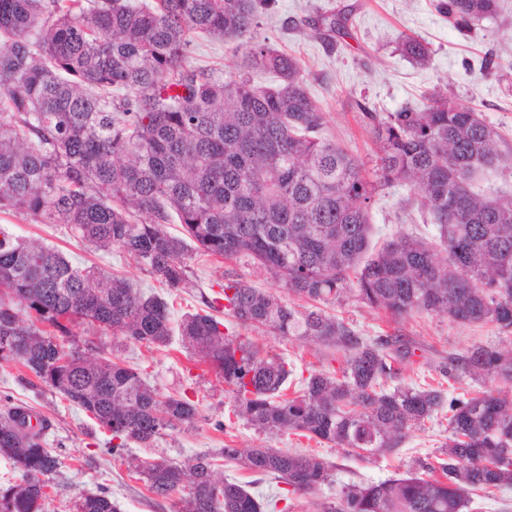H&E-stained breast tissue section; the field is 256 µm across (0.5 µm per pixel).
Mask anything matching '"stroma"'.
I'll use <instances>...</instances> for the list:
<instances>
[{
	"mask_svg": "<svg viewBox=\"0 0 512 512\" xmlns=\"http://www.w3.org/2000/svg\"><path fill=\"white\" fill-rule=\"evenodd\" d=\"M436 4L437 0H271L259 36L298 57L310 94L324 108L325 136L364 162H372L377 152L365 111L396 112L437 90L446 92L458 106L477 109L512 144V71L499 69L500 64L512 60V0H500L498 16L466 34L450 24ZM331 15L344 22V29L328 38L316 33L322 18ZM407 37L424 42L431 58L429 66L417 65L401 54L399 45ZM189 39L190 64L223 74L236 71L241 56L227 49L223 40L197 33ZM370 222L376 246L398 233L427 240L436 234L434 226L423 221L408 189L401 186L386 188L374 197ZM0 225L20 238L56 246L72 262L159 294L167 300L175 320L187 312L205 311L222 274L247 272L242 264L191 251L185 257L188 283L167 288L132 258L116 250H95L73 238L63 225L40 224L22 212L0 213ZM328 312L345 319L369 340L401 336L411 356L402 367L400 383L440 388L449 396L475 387L470 379L454 380L443 373L449 356L475 345L497 344L501 337L491 323H461L436 314L396 318L353 296L329 306ZM223 322L230 332L255 343L263 352L280 356L293 367L296 378L336 371L344 364L343 353L335 349L245 328L228 316ZM71 341L82 347L93 345L113 361L138 368L160 397H189L198 412L154 447L131 441L114 454L110 451L111 433L95 419L15 363L0 361V411L9 403H25L44 411L52 423L46 445L61 466L49 481L42 512H76L82 497L102 491L118 503L120 512H177L174 499L148 492L130 460L163 458L183 464L197 453L227 445L311 453L331 462L328 481L310 495L288 494L286 484L232 461H222L220 466L226 480L248 486L252 493L266 498L285 499V512H320L321 503L337 501L344 486L379 482L405 471L412 462L433 460L448 440V415L444 412L409 432L396 453L372 457L288 432L260 431L234 414L227 386L205 368L194 367L175 346L149 348L108 331L81 326L74 327Z\"/></svg>",
	"mask_w": 512,
	"mask_h": 512,
	"instance_id": "obj_1",
	"label": "stroma"
}]
</instances>
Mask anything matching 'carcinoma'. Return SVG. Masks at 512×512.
Returning <instances> with one entry per match:
<instances>
[{
    "label": "carcinoma",
    "instance_id": "cac0c4a2",
    "mask_svg": "<svg viewBox=\"0 0 512 512\" xmlns=\"http://www.w3.org/2000/svg\"><path fill=\"white\" fill-rule=\"evenodd\" d=\"M266 2L0 0V212L64 224L97 250L134 257L171 288L187 282L184 258L194 247L317 302L300 309L239 274L224 276V310L238 325L343 353L341 374L315 372L290 395L288 364L224 332L214 315H186L179 336L230 388L235 413L259 429L374 456L396 451L448 409L437 464L419 460L403 476L350 485L323 512H473L476 492L512 487V398L487 387L512 383V189L484 185L512 148L480 113L440 93L386 115L363 107L379 147L368 179L362 160L323 136L325 113L298 60L258 39ZM499 8V0H439L465 32ZM190 31L247 48L238 72L189 64ZM402 50L421 65L430 61L415 39ZM253 71L279 83L257 86ZM394 184L409 187L436 226L445 258L408 234L371 248L373 193ZM173 223L183 235L168 232ZM353 281L360 300L395 316L494 323L511 333L508 348L474 346L448 358V377L481 383L470 397L389 387L409 356L399 337L369 341L318 307L341 302ZM76 323L149 347L173 337L161 297L0 226L1 361L91 415L120 440L114 452L125 440L150 446L196 416V404L160 399L136 369L65 346L60 339ZM0 455L23 474L0 491V512H41L47 476L60 461L16 406L0 414ZM218 455L295 493L329 478L328 463L315 455L229 447ZM216 456L135 470L162 499L190 474L178 512H276L277 500L224 480ZM77 512L119 506L102 492L84 496Z\"/></svg>",
    "mask_w": 512,
    "mask_h": 512
}]
</instances>
